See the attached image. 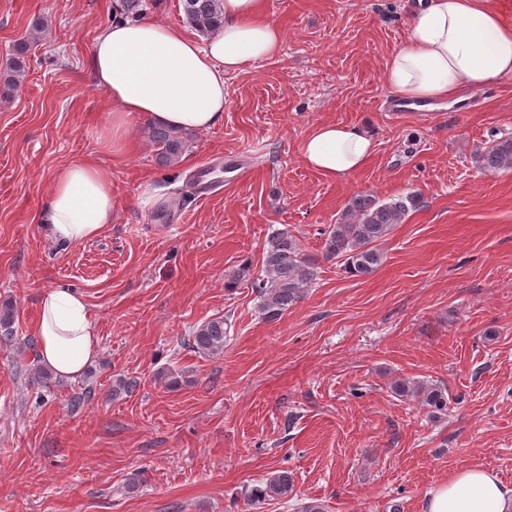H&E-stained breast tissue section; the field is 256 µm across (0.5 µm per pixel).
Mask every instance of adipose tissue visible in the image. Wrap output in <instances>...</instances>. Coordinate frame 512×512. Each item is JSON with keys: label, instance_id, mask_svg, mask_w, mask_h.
<instances>
[{"label": "adipose tissue", "instance_id": "adipose-tissue-1", "mask_svg": "<svg viewBox=\"0 0 512 512\" xmlns=\"http://www.w3.org/2000/svg\"><path fill=\"white\" fill-rule=\"evenodd\" d=\"M221 31L198 42L183 28L154 21L113 22L92 48L94 80L111 106L100 144L126 154L135 125L149 120L178 130L209 131L224 120V77L278 56L284 31L266 0H223ZM383 79L398 99L452 105L463 92L512 88V0H418L406 43L387 56ZM375 143L362 127L313 126L303 162L323 177L363 169ZM58 241L96 237L112 221V181L95 163L58 171L40 215ZM34 335L44 367L58 378L80 377L98 357L101 338L86 298L62 288L39 302ZM422 512H512V488L473 467L431 490Z\"/></svg>", "mask_w": 512, "mask_h": 512}]
</instances>
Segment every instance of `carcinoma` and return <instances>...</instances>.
<instances>
[{"label": "carcinoma", "instance_id": "carcinoma-1", "mask_svg": "<svg viewBox=\"0 0 512 512\" xmlns=\"http://www.w3.org/2000/svg\"><path fill=\"white\" fill-rule=\"evenodd\" d=\"M188 24L204 36L215 34L223 25L222 0H181ZM147 7L145 0H118L120 14L138 18ZM30 44L23 40L13 46L6 69L0 80L15 89L26 68L25 56ZM148 139L157 148L156 160L162 165L177 162L186 149V141L179 132L163 126H153ZM478 161L487 172L512 170V136L492 140L478 154ZM422 199L409 193L383 202L372 195L353 196L339 221L321 232L325 259L342 263L341 270L351 277L372 275L381 266L383 255L379 241L391 229L404 221L411 211L419 209ZM263 276L254 283L259 298L258 309L266 322H277L306 296L316 279V263L307 257L294 235L287 231L276 232L267 241L263 251ZM15 311L7 303L0 306V340H15L13 324ZM231 324L224 316H216L197 326L187 338V345L204 355L224 353ZM398 397L419 398L423 406L436 412L448 407V390L433 384L417 383L409 378H399L390 385ZM293 479L282 471L251 490L255 502L285 498L292 491Z\"/></svg>", "mask_w": 512, "mask_h": 512}]
</instances>
